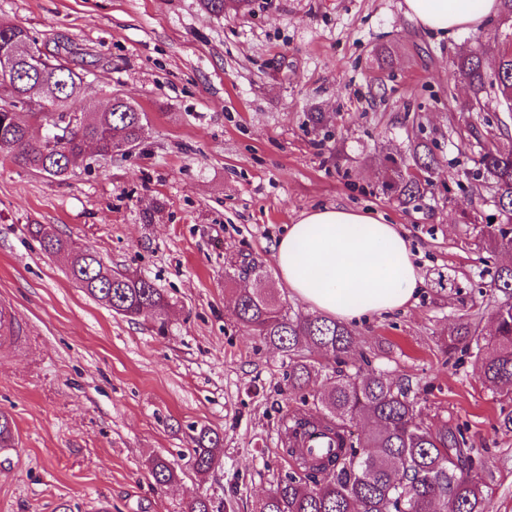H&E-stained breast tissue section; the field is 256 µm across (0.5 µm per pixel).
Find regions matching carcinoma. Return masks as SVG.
Masks as SVG:
<instances>
[{
  "mask_svg": "<svg viewBox=\"0 0 512 512\" xmlns=\"http://www.w3.org/2000/svg\"><path fill=\"white\" fill-rule=\"evenodd\" d=\"M216 15L226 5L241 8L249 0H201ZM30 37L16 24L0 21V58ZM459 74L479 98L495 89L506 97L512 92V54L500 52L495 74H487L482 49L461 58ZM48 100L53 110L75 104L83 77L60 57H45ZM0 86L10 99L0 101V157L39 173L63 176L67 155L94 146L104 160L125 155L111 147L120 139L136 147L143 140L146 115L126 101L110 112H85L69 136L51 148L48 141L32 138L34 113L14 111L15 101L26 96L27 83L0 62ZM382 189L401 206H408L427 191L437 159L424 145L410 158H389ZM480 168L495 192L498 224L487 232L483 249L492 255L512 254V151L488 148L480 154ZM30 231L47 254L69 257L71 279L88 295L105 303L123 318L146 313L163 315L168 300L147 278L130 276L106 266L94 253L59 237L51 226L32 224ZM258 287L238 293L233 313L238 322L262 343L288 358V392L310 395L311 406L283 416L279 441L291 468L279 478L262 504L261 512H492L481 472V449L473 446L468 427L455 419L427 423L418 409L410 385L384 373L356 367L353 331L323 315L293 313L279 302L262 264H250ZM493 288L505 300L487 310L494 333L483 336L478 326L459 323L449 328L453 350L474 359L482 384L495 394L500 407L498 429L512 433V265L495 272ZM332 370L319 393L310 391L312 374ZM363 431L354 430L356 422ZM222 437L202 428L190 451L192 467L200 476L215 469V448ZM149 472L159 486L177 481L176 469L162 457L150 460Z\"/></svg>",
  "mask_w": 512,
  "mask_h": 512,
  "instance_id": "obj_1",
  "label": "carcinoma"
}]
</instances>
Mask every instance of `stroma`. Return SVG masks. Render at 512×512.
Here are the masks:
<instances>
[{
	"label": "stroma",
	"mask_w": 512,
	"mask_h": 512,
	"mask_svg": "<svg viewBox=\"0 0 512 512\" xmlns=\"http://www.w3.org/2000/svg\"><path fill=\"white\" fill-rule=\"evenodd\" d=\"M1 19L85 74V111L118 95L147 126L130 156H89L60 179L0 160V307L20 329L0 339L13 435L0 512H183L193 495L260 512L290 467L280 421L302 402L285 392L287 358L233 314L254 285L242 264L263 263L283 302L309 313L271 247L303 212L332 205L402 225L425 281L406 310L354 326L357 350L412 385L426 421L467 423L493 512H512L500 404L472 359L446 350L454 323L488 327L503 258L482 248L497 210L477 160L484 146L512 147V113L495 94L474 99L456 62L479 46L493 64L512 20L444 36L410 20L404 0H251L219 16L200 0H0ZM419 143L439 163L430 191L403 207L380 174L388 154ZM33 224L151 280L166 313L116 315L70 278L66 256L42 250ZM204 426L223 444L202 478L189 450ZM155 455L179 482L154 483Z\"/></svg>",
	"instance_id": "stroma-1"
}]
</instances>
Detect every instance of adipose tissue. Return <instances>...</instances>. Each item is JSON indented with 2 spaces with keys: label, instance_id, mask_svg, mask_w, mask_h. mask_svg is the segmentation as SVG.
Segmentation results:
<instances>
[{
  "label": "adipose tissue",
  "instance_id": "obj_1",
  "mask_svg": "<svg viewBox=\"0 0 512 512\" xmlns=\"http://www.w3.org/2000/svg\"><path fill=\"white\" fill-rule=\"evenodd\" d=\"M498 10L499 0H405L409 18L446 35L478 30ZM272 251L294 296L345 323L402 309L425 286L398 227L361 209L305 211Z\"/></svg>",
  "mask_w": 512,
  "mask_h": 512
}]
</instances>
